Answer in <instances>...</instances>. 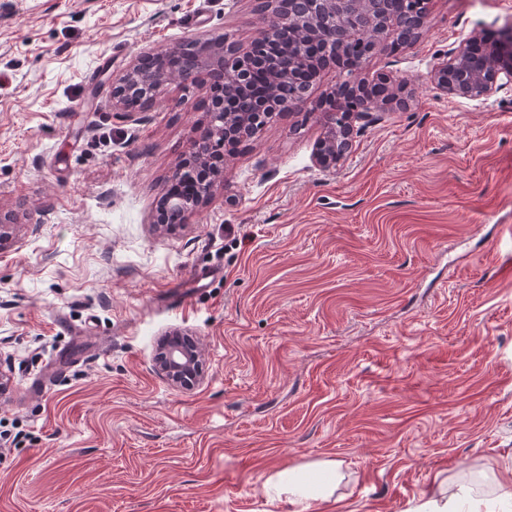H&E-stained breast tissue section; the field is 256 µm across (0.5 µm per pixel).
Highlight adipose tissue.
Masks as SVG:
<instances>
[{
  "label": "adipose tissue",
  "instance_id": "1",
  "mask_svg": "<svg viewBox=\"0 0 512 512\" xmlns=\"http://www.w3.org/2000/svg\"><path fill=\"white\" fill-rule=\"evenodd\" d=\"M342 478L341 466L324 461L273 474L265 483L271 500H288L305 512L310 501L334 496ZM512 506V480L499 478L494 471L482 477H464L438 490L422 505V512H506Z\"/></svg>",
  "mask_w": 512,
  "mask_h": 512
}]
</instances>
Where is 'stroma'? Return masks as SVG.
<instances>
[{
  "mask_svg": "<svg viewBox=\"0 0 512 512\" xmlns=\"http://www.w3.org/2000/svg\"><path fill=\"white\" fill-rule=\"evenodd\" d=\"M258 0H0V512H295L267 478H344L307 512H416L439 482L512 471V90L435 69L512 0H431L417 39L353 77L402 86L335 168L320 114L274 117L184 223L154 230L206 87L124 111L139 54L221 35ZM184 306L170 304L172 294ZM202 351L192 386L157 343ZM151 54L152 53H145L136 57L120 76L112 80V102L118 108L124 109L126 107L124 106L125 104L120 96L117 94V88L128 80L144 76Z\"/></svg>",
  "mask_w": 512,
  "mask_h": 512,
  "instance_id": "stroma-1",
  "label": "stroma"
}]
</instances>
